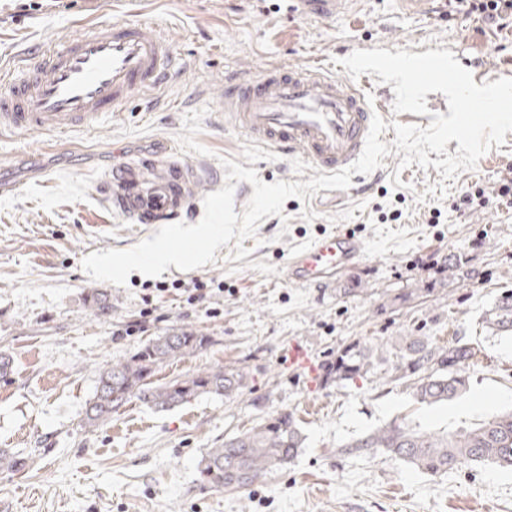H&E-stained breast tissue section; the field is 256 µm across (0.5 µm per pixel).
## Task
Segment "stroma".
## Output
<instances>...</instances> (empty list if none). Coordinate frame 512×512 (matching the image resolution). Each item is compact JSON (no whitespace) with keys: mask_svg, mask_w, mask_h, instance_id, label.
<instances>
[{"mask_svg":"<svg viewBox=\"0 0 512 512\" xmlns=\"http://www.w3.org/2000/svg\"><path fill=\"white\" fill-rule=\"evenodd\" d=\"M122 19L155 21L174 44L182 69L157 100L133 98L122 116L50 145L39 132L0 139V448L27 459L21 471L0 470V512H512V470L466 465L431 476L375 448L339 451L396 419L452 432L512 408V339L483 321L512 290V209L448 208L471 185L498 180L512 163V132L439 198L427 189L440 171L400 169L393 153L372 173L352 174L349 190L287 199L282 216L263 218L244 240L241 260H229L227 244L215 263L172 266L158 278L135 271L123 287L93 281L82 268L93 252L151 235L112 213L99 192L125 156L174 150L205 170L207 194L226 182L225 157L268 184L315 177L303 159L282 158L225 123L213 96L225 74L296 66L352 80L387 122L389 144L394 123L425 127L448 113L445 96L427 94L428 114L394 113L391 85L374 73L350 79L342 58L358 49H447L480 85L512 78V25L496 27L466 0H424L418 9L354 0L327 17L290 0H0V69L95 22ZM337 230L365 240L359 264L328 288L284 283L289 251ZM452 255L471 279L449 280ZM196 277L224 289L189 300L182 286ZM162 282L168 290H159ZM95 292L107 309L93 304ZM183 326L210 344L159 365L153 382L233 366L246 375L241 394L169 411L133 400L103 425L84 427L100 371ZM398 336L474 347L468 393L441 407L414 403L390 379ZM353 342L382 351V361L357 381L325 383L327 364ZM295 346L309 367L292 363ZM284 410L306 436L293 463L246 490L200 486L196 462L206 449Z\"/></svg>","mask_w":512,"mask_h":512,"instance_id":"1","label":"stroma"}]
</instances>
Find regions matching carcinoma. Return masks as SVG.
Masks as SVG:
<instances>
[{"mask_svg": "<svg viewBox=\"0 0 512 512\" xmlns=\"http://www.w3.org/2000/svg\"><path fill=\"white\" fill-rule=\"evenodd\" d=\"M485 322L497 335H512V292L506 291L486 313ZM209 343V337L183 327L148 342L128 360L103 370L89 401L84 424L97 426L112 412L137 399L158 411H168L205 396L234 397L245 375L238 368L217 366L151 385L155 367L182 358ZM400 353L392 369L394 379H414L415 403L433 406L452 401L469 388V367L476 356L467 343L437 346L424 336H400L393 342ZM374 350L354 343L340 350L325 373L326 382L338 384L369 373L375 366ZM305 436L292 412H280L258 426L224 439L209 448L197 462L200 482L213 489H247L269 472L294 461L304 447ZM380 448L389 457L431 475L445 474L462 465L495 464L512 468V410L495 413L482 422L454 432L423 429L405 421H393L344 445L343 452ZM25 458L0 450V469L18 471Z\"/></svg>", "mask_w": 512, "mask_h": 512, "instance_id": "cac0c4a2", "label": "carcinoma"}]
</instances>
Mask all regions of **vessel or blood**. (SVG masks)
<instances>
[{"mask_svg":"<svg viewBox=\"0 0 512 512\" xmlns=\"http://www.w3.org/2000/svg\"><path fill=\"white\" fill-rule=\"evenodd\" d=\"M174 46L151 21L102 22L42 47L26 71L0 75V134L88 130L123 111L132 97L153 96L173 78ZM224 119L285 157L334 174L361 154L373 113L363 94L309 68L276 67L262 75H227L217 96ZM203 180L175 154L139 157L109 171L108 206L133 224H173L195 210ZM365 243L337 231L289 254L282 278L320 287L356 264Z\"/></svg>","mask_w":512,"mask_h":512,"instance_id":"b4317fda","label":"vessel or blood"}]
</instances>
